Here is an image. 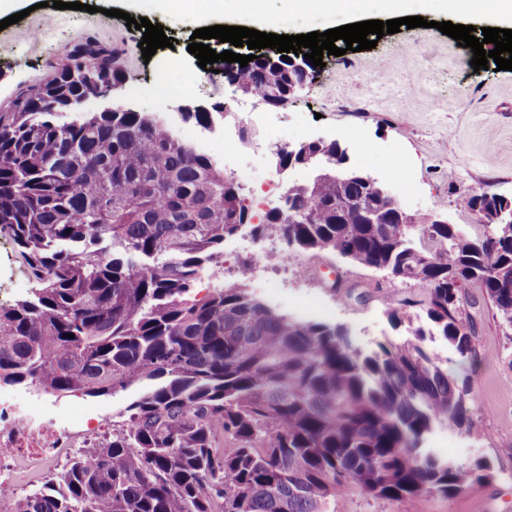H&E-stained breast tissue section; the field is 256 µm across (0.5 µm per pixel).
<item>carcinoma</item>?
I'll use <instances>...</instances> for the list:
<instances>
[{"label":"carcinoma","instance_id":"1","mask_svg":"<svg viewBox=\"0 0 512 512\" xmlns=\"http://www.w3.org/2000/svg\"><path fill=\"white\" fill-rule=\"evenodd\" d=\"M125 78L122 55L87 40L0 110V233L37 284L0 307V388L99 397L146 385L91 456L76 451L6 512H329L353 489L450 497L489 476L486 460H441L427 447L435 430L468 434L475 419L468 381L424 341L440 336L473 357L467 289L479 288L512 343V223L475 236L390 214L375 224L376 194L336 183L337 148L323 143L311 152L327 176L288 186V205L254 232L278 235L294 256L325 251L425 284L423 299L388 307L410 338L364 352L340 325L252 298L245 266L198 300L225 239L253 218L241 187L159 117L87 112L61 124L46 108L52 91L78 98ZM231 78L275 102L302 81L262 53ZM462 204L503 208L478 195Z\"/></svg>","mask_w":512,"mask_h":512}]
</instances>
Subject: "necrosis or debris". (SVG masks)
Masks as SVG:
<instances>
[{"mask_svg": "<svg viewBox=\"0 0 512 512\" xmlns=\"http://www.w3.org/2000/svg\"><path fill=\"white\" fill-rule=\"evenodd\" d=\"M102 430L78 407L0 394V504L22 490V474L52 470L64 454L101 439ZM21 448L28 451L22 458L17 455Z\"/></svg>", "mask_w": 512, "mask_h": 512, "instance_id": "obj_1", "label": "necrosis or debris"}]
</instances>
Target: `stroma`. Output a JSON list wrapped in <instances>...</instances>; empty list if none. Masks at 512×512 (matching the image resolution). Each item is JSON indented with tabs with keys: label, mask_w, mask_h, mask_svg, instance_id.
Segmentation results:
<instances>
[{
	"label": "stroma",
	"mask_w": 512,
	"mask_h": 512,
	"mask_svg": "<svg viewBox=\"0 0 512 512\" xmlns=\"http://www.w3.org/2000/svg\"><path fill=\"white\" fill-rule=\"evenodd\" d=\"M36 2L14 0V11L25 17L0 31L2 108L49 78L66 49L91 39L123 52L128 71L123 96L139 111L167 116L175 89L185 98L224 105V118L214 130L177 121L174 133L223 166L252 160L254 179L243 188L249 207H256L264 194L280 197L290 182L312 176L308 170H279L269 149L248 154L249 143L317 136L339 139L351 163L377 177L400 206L422 222L440 215L472 234L477 218L462 206L463 196L487 190L512 196V71L474 70L468 49L437 28L445 20L511 28L512 20L495 9L480 16L450 17L432 11L426 15L430 27L384 35L372 49L324 55L315 80L286 105L272 107L236 93L220 74L202 69L188 51L196 29L251 26L245 13L182 19L151 8L147 0H84L82 11L40 8ZM116 9L161 24L174 48L157 49L151 60H143L142 31L113 17ZM245 135L250 138L246 144L241 141ZM251 236L250 227L244 226L225 241L224 267L204 272L196 298L207 297L219 282L234 281L233 269L243 260L235 245ZM298 260L309 270L301 279L287 276L275 256H268L267 283L252 288V295L297 319L343 325L364 350L405 338L404 328L390 325L386 308L399 298L419 296L420 284L403 283L326 253H303ZM31 287L17 247L0 235V305L15 304ZM471 296L475 355L460 359L438 337L429 348L447 359L449 374L469 379L476 426L468 435L435 432L428 446L458 463L488 460L491 478L451 497L381 500L352 492L337 500L336 512H512V344L481 293L475 290ZM140 390L136 384L110 396H60L56 402L99 413L108 425L123 420Z\"/></svg>",
	"instance_id": "stroma-1"
}]
</instances>
